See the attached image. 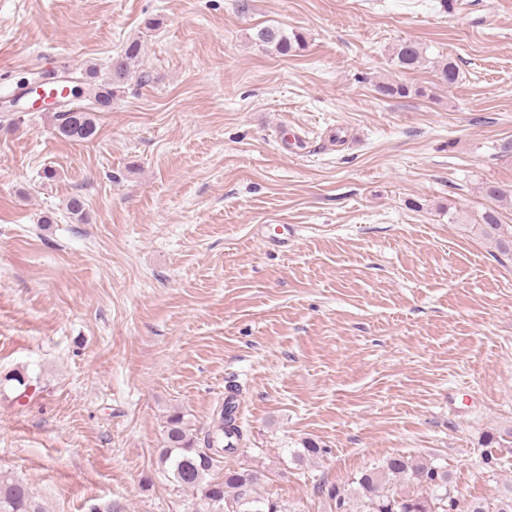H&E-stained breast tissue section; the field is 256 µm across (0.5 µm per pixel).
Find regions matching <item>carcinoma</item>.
Masks as SVG:
<instances>
[{
	"instance_id": "cac0c4a2",
	"label": "carcinoma",
	"mask_w": 512,
	"mask_h": 512,
	"mask_svg": "<svg viewBox=\"0 0 512 512\" xmlns=\"http://www.w3.org/2000/svg\"><path fill=\"white\" fill-rule=\"evenodd\" d=\"M254 41L274 47L281 55L303 46L301 35H289L270 26L258 29ZM139 52L140 45L130 43L123 54L112 59L102 83H86L82 94L90 107L79 112L56 113L55 129L61 138L75 142L95 138L97 125L91 108L100 110L112 104L114 93L132 76V62ZM424 61V48L415 41L393 48L392 62L401 71H414ZM375 90L387 98L406 97L410 93L408 86L393 82H379ZM481 220L482 223L472 228L494 244L503 256H512V225L502 223L501 213L493 207L483 213ZM237 409L235 396H227L201 438L191 432L183 414L168 415L164 425L165 447L159 453L160 465L177 489L199 495L218 512H294L288 504L257 492L256 487L264 477L259 469L227 468L224 476L216 474L220 454L237 452L243 440L237 424ZM404 482L416 485L417 489L401 491ZM448 484V471L443 468L395 455L371 463L343 486L323 482L317 490L330 512H512V488L495 503L471 500L462 505ZM0 512L45 510L25 483L0 474Z\"/></svg>"
}]
</instances>
